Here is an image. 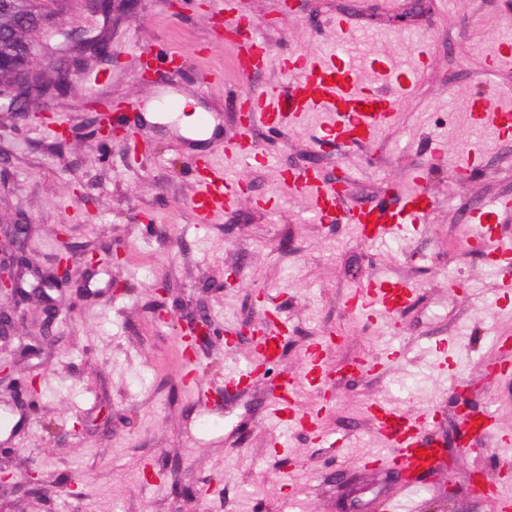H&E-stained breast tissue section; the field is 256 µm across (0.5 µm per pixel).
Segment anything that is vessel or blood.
<instances>
[{
    "instance_id": "obj_1",
    "label": "vessel or blood",
    "mask_w": 512,
    "mask_h": 512,
    "mask_svg": "<svg viewBox=\"0 0 512 512\" xmlns=\"http://www.w3.org/2000/svg\"><path fill=\"white\" fill-rule=\"evenodd\" d=\"M237 49L240 67L246 76L256 75L267 62L268 50L255 34L241 37ZM281 65L290 77L287 90L253 95L248 105L250 117L278 129L284 120L299 122L311 113H323L325 120L321 125L320 139L324 142L370 140L379 128L390 123L395 96L406 94L414 80L413 74L397 71L378 59L374 65L380 74L379 87L360 86L354 59L341 46L323 58L308 60L289 55L282 58ZM473 112L475 121L492 116L500 135H512L511 105L491 111L478 100L474 103ZM225 153L228 159L241 164L259 159L255 146L246 139L228 145ZM194 173L198 187L192 208L199 221L205 223L213 214L231 207L236 193L225 178L223 168L214 163L203 162L195 167ZM410 180L412 190L399 192L396 202H381L367 209L343 213L339 210L338 189L323 184L315 171L288 175V183L295 194L309 199L310 212L316 222L357 225L362 240L370 244L411 225L424 223L433 203L427 177L416 172ZM413 295L414 290L409 284L379 280L356 290L351 305L358 311L377 307L385 312L398 313L406 308ZM297 384V379H289L282 392L273 393L271 403L280 416L297 419L300 425L309 428L315 424L314 415H300L294 409L292 395ZM375 410L377 431L392 451L368 458L367 468L398 471L402 492L419 494L422 474L445 460V450L433 435L434 414H408L385 404L376 405ZM468 428L477 443L490 438L500 443L506 440L497 420L488 412L483 413L481 422H469Z\"/></svg>"
}]
</instances>
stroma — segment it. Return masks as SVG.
Wrapping results in <instances>:
<instances>
[{
    "label": "stroma",
    "mask_w": 512,
    "mask_h": 512,
    "mask_svg": "<svg viewBox=\"0 0 512 512\" xmlns=\"http://www.w3.org/2000/svg\"><path fill=\"white\" fill-rule=\"evenodd\" d=\"M242 2L272 51L253 78L239 73L235 41L215 30L225 5ZM338 19L362 85L378 86L370 65L377 57L418 70L391 123L368 143L340 145L319 142L317 113L278 132L258 122L252 139L273 162L226 160L225 141L242 130L233 97L286 87L280 58L334 51ZM52 23L92 28L115 55L108 61L86 46L51 42L34 64L47 93L27 107L51 113L52 125L0 108V222L32 224L27 250L45 269L62 232L75 252L112 249L122 258L76 263L71 288L81 299L54 322L49 358L17 364V376L39 379L37 415L0 398V411L13 417L0 428V443L12 449L0 462L41 467L40 493L0 490V512H371L374 500L398 493L393 472L364 466L384 446L370 410L376 402L431 410L436 435L449 444V468L402 499L401 512H495L468 488L476 475L512 488V446L467 452L451 439L459 391L512 434V366L494 365L512 363L496 344L512 336V301L504 299L512 283L492 253L493 241L512 244V213L497 217L489 241L471 222L477 206L512 199V137L472 119L474 99L494 104L512 90V64L494 69L484 59L512 35V0H139L132 11L117 2L104 20L90 19L80 0H62ZM144 47L179 50L185 62L142 80ZM167 91L215 117L210 138L186 145L166 126L140 123ZM92 100L123 103L142 147L81 138ZM59 126L74 138L59 143ZM427 141L444 153L440 168L430 164ZM475 143L480 172L458 180L457 162ZM201 156L248 187L207 224L192 209L190 168ZM307 167L331 184L344 179L349 209L388 200L408 173L423 172L435 208L415 230L368 245L356 225L312 220L308 202L282 180ZM376 278L414 286L409 307L350 310L353 290ZM162 283L170 299L204 305L233 333L199 352L191 366L198 384L180 386L189 366L175 329L152 317ZM270 303L288 320V346L224 397L225 374L257 359L251 337L236 329L262 321ZM333 333L340 341L330 347ZM317 344L335 378L326 392L307 388L297 398L298 409L317 417L313 433L278 420L268 398L303 373ZM359 359L367 369L347 373Z\"/></svg>",
    "instance_id": "35a3bbf8"
}]
</instances>
